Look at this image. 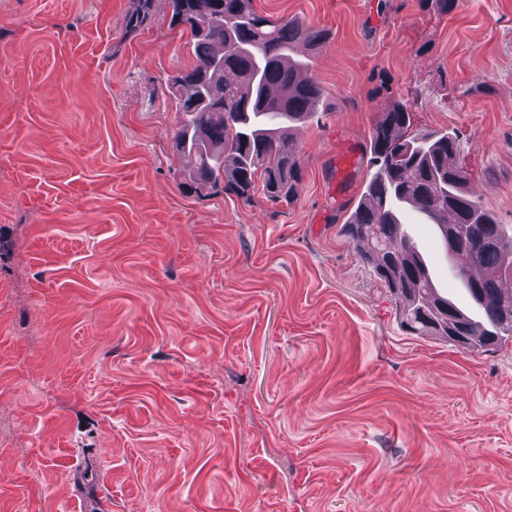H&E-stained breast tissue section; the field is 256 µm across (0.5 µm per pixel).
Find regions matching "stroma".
Returning a JSON list of instances; mask_svg holds the SVG:
<instances>
[{
    "label": "stroma",
    "instance_id": "stroma-1",
    "mask_svg": "<svg viewBox=\"0 0 512 512\" xmlns=\"http://www.w3.org/2000/svg\"><path fill=\"white\" fill-rule=\"evenodd\" d=\"M254 6L330 33L275 205L186 193L167 0H0V512H512V339L401 329L342 231L392 101L512 226V0Z\"/></svg>",
    "mask_w": 512,
    "mask_h": 512
}]
</instances>
